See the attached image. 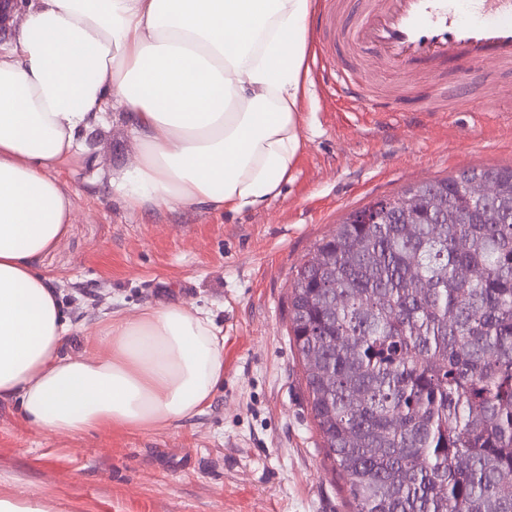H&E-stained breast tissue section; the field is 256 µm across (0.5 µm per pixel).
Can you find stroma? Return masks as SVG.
I'll use <instances>...</instances> for the list:
<instances>
[{
	"mask_svg": "<svg viewBox=\"0 0 512 512\" xmlns=\"http://www.w3.org/2000/svg\"><path fill=\"white\" fill-rule=\"evenodd\" d=\"M359 0H343L338 36L307 22L310 69L302 149L280 193L258 209H128L110 181L132 153L120 115L85 138L89 163L61 172L81 189V214L38 266L60 288L73 324L121 309L182 300L210 311L224 333V382L210 406L156 433L96 431L64 439L26 428L0 401V473L61 501L65 512H350L346 485L313 423L303 368L290 343L293 274L371 201L469 168L512 166V98L477 116H432V93L476 91L482 77L512 87L490 63L453 58L416 66V92L390 111L331 104L321 48L360 66L342 32Z\"/></svg>",
	"mask_w": 512,
	"mask_h": 512,
	"instance_id": "35a3bbf8",
	"label": "stroma"
}]
</instances>
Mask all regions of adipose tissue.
<instances>
[{
  "label": "adipose tissue",
  "instance_id": "obj_1",
  "mask_svg": "<svg viewBox=\"0 0 512 512\" xmlns=\"http://www.w3.org/2000/svg\"><path fill=\"white\" fill-rule=\"evenodd\" d=\"M316 0H30L0 56V400L37 431L152 432L200 413L224 337L184 301L82 326L36 265L79 214L60 178L112 111L135 150L125 204L214 211L276 197L302 148L306 24Z\"/></svg>",
  "mask_w": 512,
  "mask_h": 512
}]
</instances>
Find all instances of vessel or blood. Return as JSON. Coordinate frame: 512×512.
Wrapping results in <instances>:
<instances>
[{
	"label": "vessel or blood",
	"instance_id": "b4317fda",
	"mask_svg": "<svg viewBox=\"0 0 512 512\" xmlns=\"http://www.w3.org/2000/svg\"><path fill=\"white\" fill-rule=\"evenodd\" d=\"M345 39L352 49L372 48L373 67L361 75L336 68L335 93L355 111L385 112L387 101L369 93L376 69L402 71L417 61L439 67L452 56L511 69L512 0H362ZM496 96L486 85L475 96L458 92L452 102L433 97L428 109L480 112Z\"/></svg>",
	"mask_w": 512,
	"mask_h": 512
}]
</instances>
